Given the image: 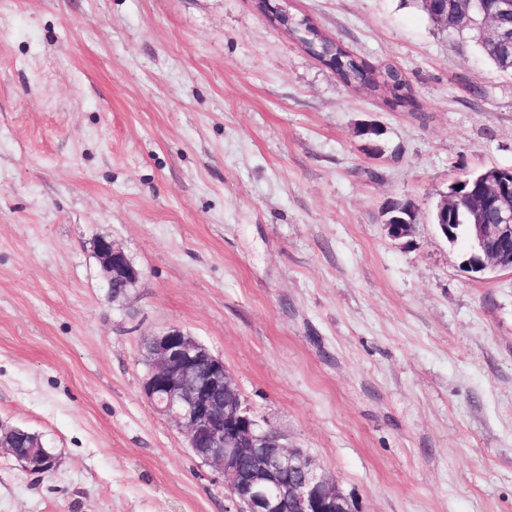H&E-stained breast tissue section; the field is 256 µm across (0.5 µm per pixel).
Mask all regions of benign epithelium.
Here are the masks:
<instances>
[{"label": "benign epithelium", "instance_id": "benign-epithelium-1", "mask_svg": "<svg viewBox=\"0 0 512 512\" xmlns=\"http://www.w3.org/2000/svg\"><path fill=\"white\" fill-rule=\"evenodd\" d=\"M496 9L483 11L478 26L491 39L494 50L512 55V29L500 18L512 14V0H495ZM471 0H456L448 29L458 32L475 23ZM512 167H491L473 190L452 193L438 213L448 214L465 204L469 244L463 261L467 271L484 274L496 269L512 271ZM387 235L402 239L414 224L384 221ZM95 255L107 288H131L141 271L126 253L107 238L96 240ZM148 370L142 393L152 408L172 420L185 434L188 448L222 476L224 496L231 512H353L344 508L351 500L336 479L322 472L300 448L283 443V435L264 423L241 398L224 360L179 328H168L146 337ZM28 471H55L58 458L36 440L28 448Z\"/></svg>", "mask_w": 512, "mask_h": 512}]
</instances>
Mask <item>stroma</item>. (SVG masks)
I'll return each mask as SVG.
<instances>
[{
  "label": "stroma",
  "mask_w": 512,
  "mask_h": 512,
  "mask_svg": "<svg viewBox=\"0 0 512 512\" xmlns=\"http://www.w3.org/2000/svg\"><path fill=\"white\" fill-rule=\"evenodd\" d=\"M270 3L398 69L415 110L255 0H0V425L59 459L1 453L0 512H227L142 394L170 327L356 512H512V272L471 276L432 222L457 178L512 167V74L415 0ZM102 237L142 272L117 300ZM276 18L309 54L336 72L346 87L367 88L378 92L392 107L413 105L411 88L397 69L387 66L380 71L368 65L322 35L308 19H296L286 14H278ZM27 464L24 468L28 471L42 470L45 473H51L58 467V458L43 450V446L39 440H35L28 448Z\"/></svg>",
  "instance_id": "stroma-1"
}]
</instances>
